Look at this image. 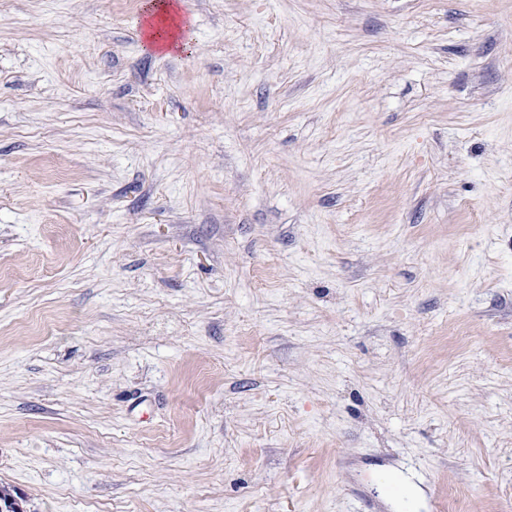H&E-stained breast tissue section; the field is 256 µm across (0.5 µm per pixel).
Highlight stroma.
<instances>
[{
    "label": "stroma",
    "instance_id": "35a3bbf8",
    "mask_svg": "<svg viewBox=\"0 0 512 512\" xmlns=\"http://www.w3.org/2000/svg\"><path fill=\"white\" fill-rule=\"evenodd\" d=\"M0 0V487L23 512H512V0ZM161 39H163L161 41ZM148 46L156 53L172 55L175 52L185 51L189 48V42L184 35L176 36L175 33H168V38H162L159 32L147 36Z\"/></svg>",
    "mask_w": 512,
    "mask_h": 512
}]
</instances>
